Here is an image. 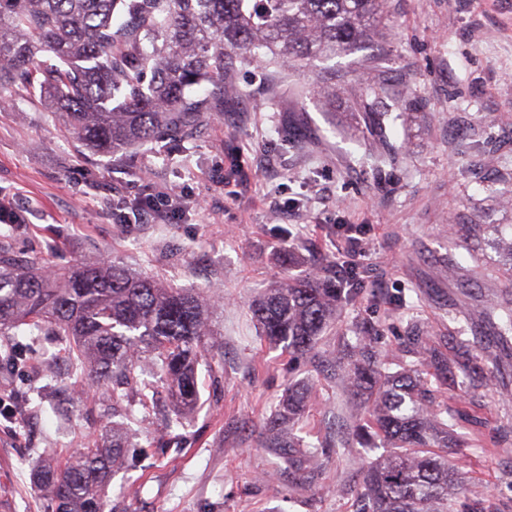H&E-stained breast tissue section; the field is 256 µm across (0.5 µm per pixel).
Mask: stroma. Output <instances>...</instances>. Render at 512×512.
<instances>
[{"mask_svg": "<svg viewBox=\"0 0 512 512\" xmlns=\"http://www.w3.org/2000/svg\"><path fill=\"white\" fill-rule=\"evenodd\" d=\"M392 38L294 68L237 64V95L200 113L193 138L134 146L114 157L83 150L54 108L20 90L0 108V198L21 215L0 223V246L38 269L110 259L218 305L219 331L197 367L200 407L180 424L165 382L156 408L111 413L86 392L58 337L0 336V359L22 348L24 367L0 370V394L21 409L0 424V503L50 512L32 468L63 460L113 429L133 448L115 468L111 512H355L353 480L380 456L353 440L355 400L336 373L358 337L389 372L418 365L448 426L465 445L448 451L485 512H512V354L488 313L512 296V0H387ZM336 75V95L312 86ZM380 75L403 109L390 113L391 149L364 129L356 100ZM183 198L176 223L136 221L143 191ZM484 224L488 273L449 233ZM359 241L363 281L315 357L290 363L250 312L284 274L325 272ZM289 246L285 266L279 246ZM463 356L473 373L440 384L416 364L413 339ZM306 381L312 405L296 425L297 465L268 445L266 421L288 386ZM83 396L61 411L62 398Z\"/></svg>", "mask_w": 512, "mask_h": 512, "instance_id": "stroma-1", "label": "stroma"}]
</instances>
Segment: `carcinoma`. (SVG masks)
<instances>
[{
    "mask_svg": "<svg viewBox=\"0 0 512 512\" xmlns=\"http://www.w3.org/2000/svg\"><path fill=\"white\" fill-rule=\"evenodd\" d=\"M387 21L386 0H0V104L18 89L47 96L89 152L113 157L139 143L192 136L208 104L189 92L203 82L224 90L235 60L261 61L260 49L282 62L331 56L385 30ZM386 99H393L389 86L372 79L357 104L384 143L389 109L379 103ZM332 266L327 277L287 275L253 301L269 345L294 358L318 350L341 299L355 297L359 285L356 264ZM338 273L346 275L343 289ZM214 312L200 295L110 260L38 272L0 247V335L51 331L114 409L132 390L147 407L152 387L135 371L149 353L175 415L194 412L196 365L213 336ZM338 377L363 410L356 437L392 449L359 472L358 512H453L463 477L448 463V449L459 447L458 438L427 380L412 369L387 372L362 336ZM310 399L306 384L288 390L268 421L271 447H300L293 430ZM126 448L127 435L114 428L108 444L39 466L33 480L53 512H105V491Z\"/></svg>",
    "mask_w": 512,
    "mask_h": 512,
    "instance_id": "carcinoma-1",
    "label": "carcinoma"
}]
</instances>
